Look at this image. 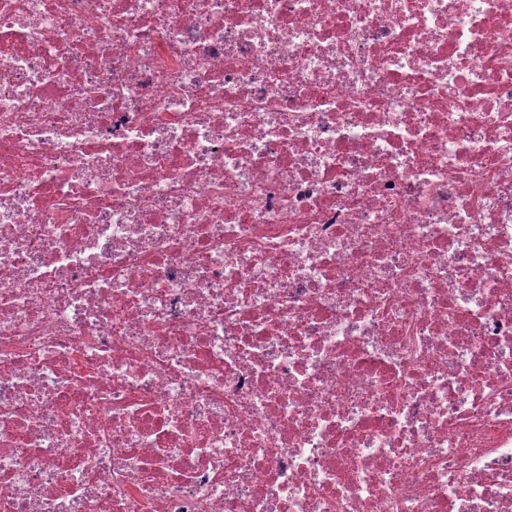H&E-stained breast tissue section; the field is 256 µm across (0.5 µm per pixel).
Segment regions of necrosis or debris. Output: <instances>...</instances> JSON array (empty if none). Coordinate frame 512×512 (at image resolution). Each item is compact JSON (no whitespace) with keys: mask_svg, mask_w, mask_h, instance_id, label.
Here are the masks:
<instances>
[{"mask_svg":"<svg viewBox=\"0 0 512 512\" xmlns=\"http://www.w3.org/2000/svg\"><path fill=\"white\" fill-rule=\"evenodd\" d=\"M0 512H512V0H0Z\"/></svg>","mask_w":512,"mask_h":512,"instance_id":"4bbe7bcc","label":"necrosis or debris"}]
</instances>
